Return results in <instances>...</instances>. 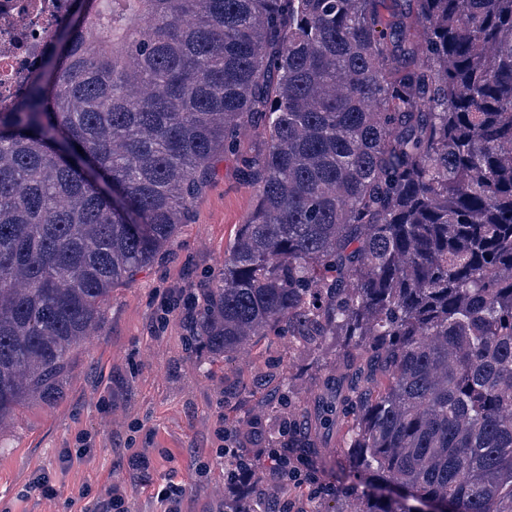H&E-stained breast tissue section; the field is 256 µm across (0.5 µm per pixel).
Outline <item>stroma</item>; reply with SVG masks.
I'll list each match as a JSON object with an SVG mask.
<instances>
[{
    "label": "stroma",
    "mask_w": 512,
    "mask_h": 512,
    "mask_svg": "<svg viewBox=\"0 0 512 512\" xmlns=\"http://www.w3.org/2000/svg\"><path fill=\"white\" fill-rule=\"evenodd\" d=\"M264 148L251 132L239 153L216 157L209 182L194 200L190 219L174 242L131 282L113 287L100 335L75 348L57 403L32 401L19 408L0 435V512H96L111 484L126 491L131 512H163L159 485L175 479L184 487L179 512H224L222 448H265L278 422L256 417L260 397H289L308 407L335 385L339 350L325 343L303 351L289 336H266L228 358L185 351L182 305L217 282L224 251L255 205V192L240 172V154ZM93 450L66 458L78 436ZM151 460L149 478L128 468L129 452ZM318 481L348 479L335 441L296 448ZM46 474L58 494L48 500L28 484Z\"/></svg>",
    "instance_id": "1"
}]
</instances>
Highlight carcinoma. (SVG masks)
<instances>
[{
    "label": "carcinoma",
    "mask_w": 512,
    "mask_h": 512,
    "mask_svg": "<svg viewBox=\"0 0 512 512\" xmlns=\"http://www.w3.org/2000/svg\"><path fill=\"white\" fill-rule=\"evenodd\" d=\"M392 3L71 0L0 110V427L261 126L188 344L334 339L356 512H512V0Z\"/></svg>",
    "instance_id": "obj_1"
}]
</instances>
